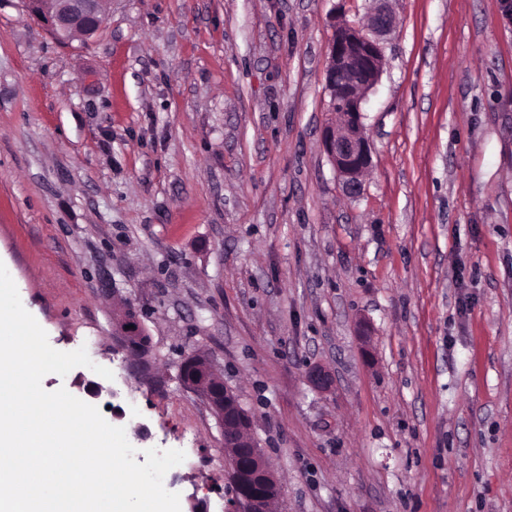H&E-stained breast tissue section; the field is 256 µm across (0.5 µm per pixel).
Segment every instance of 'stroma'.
<instances>
[{
  "label": "stroma",
  "mask_w": 512,
  "mask_h": 512,
  "mask_svg": "<svg viewBox=\"0 0 512 512\" xmlns=\"http://www.w3.org/2000/svg\"><path fill=\"white\" fill-rule=\"evenodd\" d=\"M506 3L389 0L351 197L325 69L334 21L376 0H112L68 44L0 0V262L54 349L113 373L43 388L91 401L137 462L183 450L164 486L186 510L230 498L222 430L177 378L201 350L253 416L277 512H512ZM117 296L152 378L118 347Z\"/></svg>",
  "instance_id": "1"
}]
</instances>
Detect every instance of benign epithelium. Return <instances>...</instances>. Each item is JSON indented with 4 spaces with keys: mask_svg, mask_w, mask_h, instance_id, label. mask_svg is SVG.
Masks as SVG:
<instances>
[{
    "mask_svg": "<svg viewBox=\"0 0 512 512\" xmlns=\"http://www.w3.org/2000/svg\"><path fill=\"white\" fill-rule=\"evenodd\" d=\"M112 0H24L25 11L43 23L57 40L89 38L99 29ZM392 13L378 7L365 24L342 22L334 27L326 66V87L331 105L341 104L338 118L324 130L323 147L345 191L356 196L370 167V144L362 123V104L377 85L384 67L382 37L393 29ZM113 324L120 345L127 347L144 326L140 318H130L117 308ZM211 360L190 354L179 364L180 383L198 394L216 417L222 432L235 430L244 412L225 399V386L213 382ZM248 463L238 473L239 484L249 490L251 512H267L265 495L256 487L276 483L274 472L265 464L263 450L246 448Z\"/></svg>",
    "mask_w": 512,
    "mask_h": 512,
    "instance_id": "1",
    "label": "benign epithelium"
}]
</instances>
